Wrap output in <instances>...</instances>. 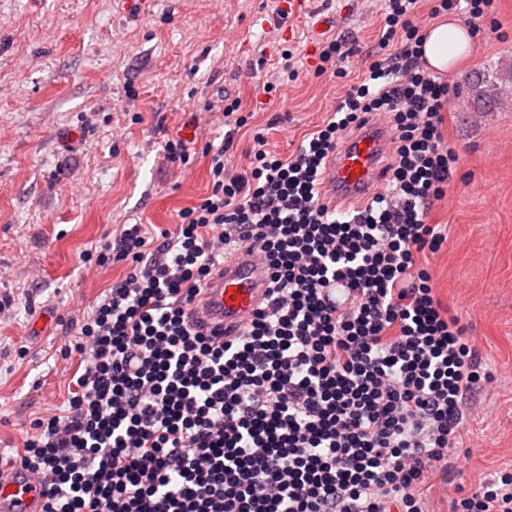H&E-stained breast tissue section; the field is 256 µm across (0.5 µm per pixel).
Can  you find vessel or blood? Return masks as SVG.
I'll return each mask as SVG.
<instances>
[{"instance_id":"1","label":"vessel or blood","mask_w":512,"mask_h":512,"mask_svg":"<svg viewBox=\"0 0 512 512\" xmlns=\"http://www.w3.org/2000/svg\"><path fill=\"white\" fill-rule=\"evenodd\" d=\"M290 25L311 24L314 35L336 25L330 15H315L310 0H287ZM388 128L367 119L329 158L321 192L327 201L364 200L383 181L384 150ZM269 275L265 266L246 252L224 261L192 307V319L206 330L237 334L265 297ZM41 487L25 470L0 469V512H40Z\"/></svg>"}]
</instances>
